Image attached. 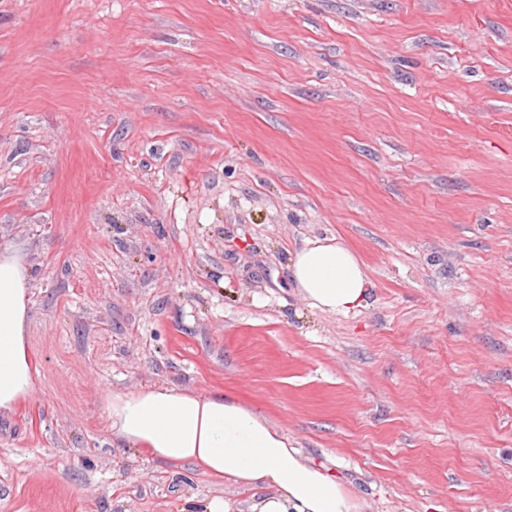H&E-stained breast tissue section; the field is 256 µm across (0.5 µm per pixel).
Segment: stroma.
<instances>
[{
  "label": "stroma",
  "mask_w": 512,
  "mask_h": 512,
  "mask_svg": "<svg viewBox=\"0 0 512 512\" xmlns=\"http://www.w3.org/2000/svg\"><path fill=\"white\" fill-rule=\"evenodd\" d=\"M332 237L346 316L288 269ZM0 247V512H251L113 441L156 385L234 391L362 512H512V0H0ZM290 270L308 304L321 311L349 314L363 307L369 296L361 262L339 242H306L295 251ZM32 281L25 257L13 248H0V412L27 400L34 387L26 344Z\"/></svg>",
  "instance_id": "35a3bbf8"
}]
</instances>
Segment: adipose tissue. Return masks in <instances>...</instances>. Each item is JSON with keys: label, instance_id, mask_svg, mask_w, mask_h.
Here are the masks:
<instances>
[{"label": "adipose tissue", "instance_id": "1", "mask_svg": "<svg viewBox=\"0 0 512 512\" xmlns=\"http://www.w3.org/2000/svg\"><path fill=\"white\" fill-rule=\"evenodd\" d=\"M290 270L308 304L322 311L347 314L369 296L361 262L338 242H306ZM32 281L25 257L0 248V412L12 411L34 387L26 344ZM102 409L115 441L260 492L253 512H355L352 494L333 471L305 458L281 429L232 391L153 386L109 394Z\"/></svg>", "mask_w": 512, "mask_h": 512}]
</instances>
